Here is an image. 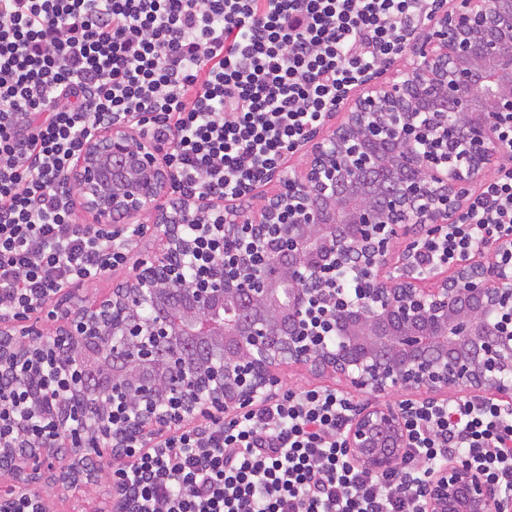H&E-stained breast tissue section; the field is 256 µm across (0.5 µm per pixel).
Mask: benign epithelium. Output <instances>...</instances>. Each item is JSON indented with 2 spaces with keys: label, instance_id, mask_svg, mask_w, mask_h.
I'll return each instance as SVG.
<instances>
[{
  "label": "benign epithelium",
  "instance_id": "obj_1",
  "mask_svg": "<svg viewBox=\"0 0 512 512\" xmlns=\"http://www.w3.org/2000/svg\"><path fill=\"white\" fill-rule=\"evenodd\" d=\"M426 15L408 32V69L386 61L342 91L331 110L342 120L310 130L304 164L270 171L275 190L248 213L176 191L159 148L125 121L85 143L69 174L82 208L99 228L151 217L159 247L98 299L61 288L0 316V376L24 391L7 414L84 420L38 443L0 420V498L28 493L55 462L63 487L98 482L83 451L112 464V512H138L124 471L185 429L204 435L272 397L290 367L404 396L353 406L344 448L372 477L399 471L408 413L448 404L450 391L512 410V264L483 248L422 273L417 262L418 243L448 244L472 191L512 162L500 136L512 127V0H429ZM422 112L426 139L409 146L396 129H415ZM209 242L237 253L188 278L186 258L207 257ZM47 361L85 385L57 396ZM419 512H512V489L454 454L430 469Z\"/></svg>",
  "mask_w": 512,
  "mask_h": 512
}]
</instances>
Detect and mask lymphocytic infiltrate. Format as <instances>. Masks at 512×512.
I'll return each mask as SVG.
<instances>
[{
  "label": "lymphocytic infiltrate",
  "instance_id": "1",
  "mask_svg": "<svg viewBox=\"0 0 512 512\" xmlns=\"http://www.w3.org/2000/svg\"><path fill=\"white\" fill-rule=\"evenodd\" d=\"M424 0H0V313L126 260L112 233L73 218L71 159L115 120L167 145L177 181L244 198L282 165L361 71L399 54ZM512 238L503 164L425 259ZM349 399L285 392L184 431L127 478L139 512H417L429 464L470 455L512 487V410L414 412L395 484L358 469L341 431Z\"/></svg>",
  "mask_w": 512,
  "mask_h": 512
}]
</instances>
